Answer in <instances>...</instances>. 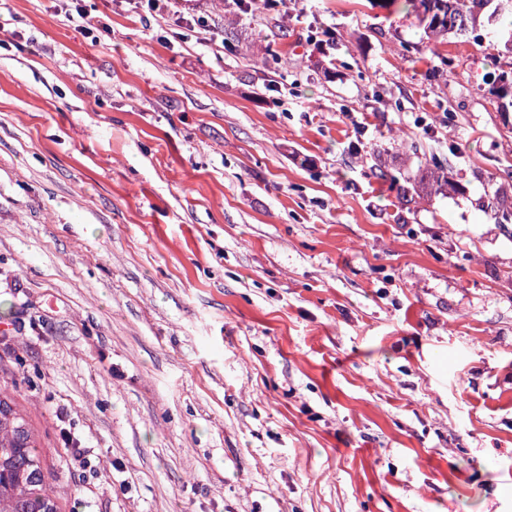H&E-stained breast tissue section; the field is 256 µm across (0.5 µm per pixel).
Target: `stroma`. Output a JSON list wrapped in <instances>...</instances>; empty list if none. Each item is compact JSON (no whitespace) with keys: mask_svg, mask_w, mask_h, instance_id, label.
Returning <instances> with one entry per match:
<instances>
[{"mask_svg":"<svg viewBox=\"0 0 512 512\" xmlns=\"http://www.w3.org/2000/svg\"><path fill=\"white\" fill-rule=\"evenodd\" d=\"M194 6L0 0V392L61 512H512V57ZM492 88L490 92L500 102L502 108L512 107V68L502 70L497 75L493 73Z\"/></svg>","mask_w":512,"mask_h":512,"instance_id":"obj_1","label":"stroma"}]
</instances>
